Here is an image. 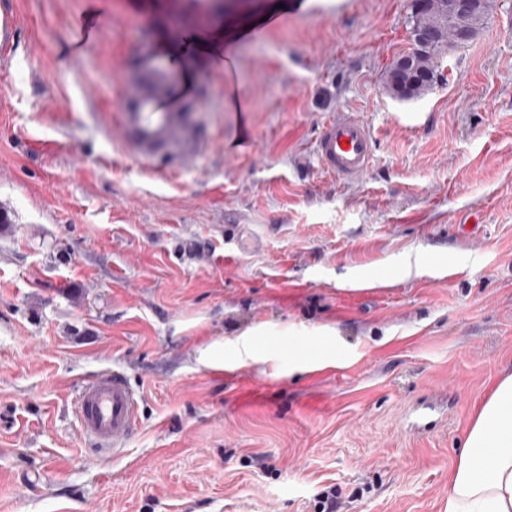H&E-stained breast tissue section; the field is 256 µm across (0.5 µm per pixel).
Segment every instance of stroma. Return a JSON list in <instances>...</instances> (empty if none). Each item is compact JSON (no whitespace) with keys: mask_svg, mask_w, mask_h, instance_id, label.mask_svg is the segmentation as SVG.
I'll return each mask as SVG.
<instances>
[{"mask_svg":"<svg viewBox=\"0 0 512 512\" xmlns=\"http://www.w3.org/2000/svg\"><path fill=\"white\" fill-rule=\"evenodd\" d=\"M409 3L0 0V512H446L512 375V0L399 100ZM147 46L207 99L166 153L129 105ZM342 112L376 145L348 183L316 158ZM112 370L139 423L97 453L73 397Z\"/></svg>","mask_w":512,"mask_h":512,"instance_id":"1","label":"stroma"}]
</instances>
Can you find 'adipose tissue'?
Wrapping results in <instances>:
<instances>
[{"label": "adipose tissue", "instance_id": "1", "mask_svg": "<svg viewBox=\"0 0 512 512\" xmlns=\"http://www.w3.org/2000/svg\"><path fill=\"white\" fill-rule=\"evenodd\" d=\"M447 512H512V375L494 386L465 435Z\"/></svg>", "mask_w": 512, "mask_h": 512}]
</instances>
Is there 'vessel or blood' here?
I'll use <instances>...</instances> for the list:
<instances>
[{
	"label": "vessel or blood",
	"instance_id": "b4317fda",
	"mask_svg": "<svg viewBox=\"0 0 512 512\" xmlns=\"http://www.w3.org/2000/svg\"><path fill=\"white\" fill-rule=\"evenodd\" d=\"M322 167L342 181L362 175L374 157L370 129L356 115L343 112L325 124L317 139ZM138 398L122 373H99L84 383L77 414L85 438L106 451L130 436L137 426Z\"/></svg>",
	"mask_w": 512,
	"mask_h": 512
}]
</instances>
